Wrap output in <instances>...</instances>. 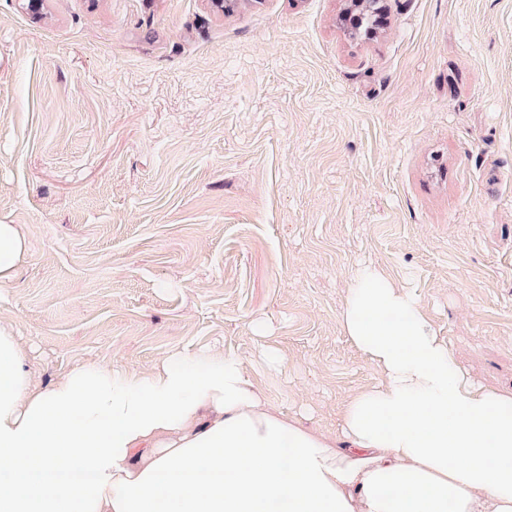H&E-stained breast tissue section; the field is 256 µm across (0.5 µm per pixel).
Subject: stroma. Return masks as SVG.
Here are the masks:
<instances>
[{"label": "stroma", "mask_w": 512, "mask_h": 512, "mask_svg": "<svg viewBox=\"0 0 512 512\" xmlns=\"http://www.w3.org/2000/svg\"><path fill=\"white\" fill-rule=\"evenodd\" d=\"M0 0V319L37 381L220 348L335 432L351 271L512 388V0ZM283 357L269 368L264 351ZM382 0H351L350 12L354 20L350 28V35L356 39L370 38L378 29V19ZM348 11V12H349ZM26 250V240L18 225L0 224V286L12 281Z\"/></svg>", "instance_id": "35a3bbf8"}]
</instances>
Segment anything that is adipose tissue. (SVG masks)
<instances>
[{"mask_svg": "<svg viewBox=\"0 0 512 512\" xmlns=\"http://www.w3.org/2000/svg\"><path fill=\"white\" fill-rule=\"evenodd\" d=\"M26 250L0 224V286ZM341 319L382 380L335 437L216 348L41 385L0 320V512H512V391L473 384L380 269L353 272Z\"/></svg>", "mask_w": 512, "mask_h": 512, "instance_id": "ef3b65f1", "label": "adipose tissue"}]
</instances>
